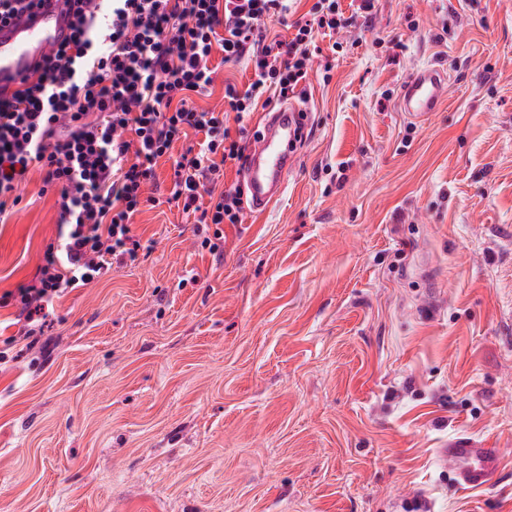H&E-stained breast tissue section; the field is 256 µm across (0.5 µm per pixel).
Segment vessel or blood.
I'll use <instances>...</instances> for the list:
<instances>
[{
	"mask_svg": "<svg viewBox=\"0 0 512 512\" xmlns=\"http://www.w3.org/2000/svg\"><path fill=\"white\" fill-rule=\"evenodd\" d=\"M71 13L64 0H41L30 10L0 23V98H11L30 77L49 51L67 40ZM447 71L439 66L419 68L402 86L401 111L421 120L436 111L447 92ZM264 132L251 146L243 172L249 190V206L265 211L278 199L291 166V146L305 128L301 109L283 105L265 112ZM458 485L479 489L493 483L500 472L501 451L468 441L442 449Z\"/></svg>",
	"mask_w": 512,
	"mask_h": 512,
	"instance_id": "vessel-or-blood-1",
	"label": "vessel or blood"
}]
</instances>
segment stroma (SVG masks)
<instances>
[{"label":"stroma","mask_w":512,"mask_h":512,"mask_svg":"<svg viewBox=\"0 0 512 512\" xmlns=\"http://www.w3.org/2000/svg\"><path fill=\"white\" fill-rule=\"evenodd\" d=\"M313 61L282 194L221 253L148 206L137 260L36 344L0 307V512H512V0H373ZM212 63L203 109L252 76ZM434 63L447 94L411 121ZM24 195L0 297L60 233L38 172ZM458 437L500 448L492 487L455 483ZM447 71L440 66L419 68L402 86L399 97L401 111L412 120H421L435 112L446 96Z\"/></svg>","instance_id":"stroma-1"}]
</instances>
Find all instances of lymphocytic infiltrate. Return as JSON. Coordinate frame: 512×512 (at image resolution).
Masks as SVG:
<instances>
[{
	"mask_svg": "<svg viewBox=\"0 0 512 512\" xmlns=\"http://www.w3.org/2000/svg\"><path fill=\"white\" fill-rule=\"evenodd\" d=\"M70 39L52 50L12 99H0V223L22 201L30 167L55 189L60 240L47 245L28 283L10 298L22 339L42 333L34 317L113 261L136 260L134 216L150 203L160 159L171 162L168 203L193 216L201 248L218 253L221 224L241 221L238 187H221L224 163L245 147L230 121H243L270 92L287 96L306 78L320 30L347 20L337 0H315L293 36L269 34L288 0H69ZM248 60L245 90L225 84L228 111L197 109L214 83L210 61Z\"/></svg>",
	"mask_w": 512,
	"mask_h": 512,
	"instance_id": "obj_1",
	"label": "lymphocytic infiltrate"
}]
</instances>
